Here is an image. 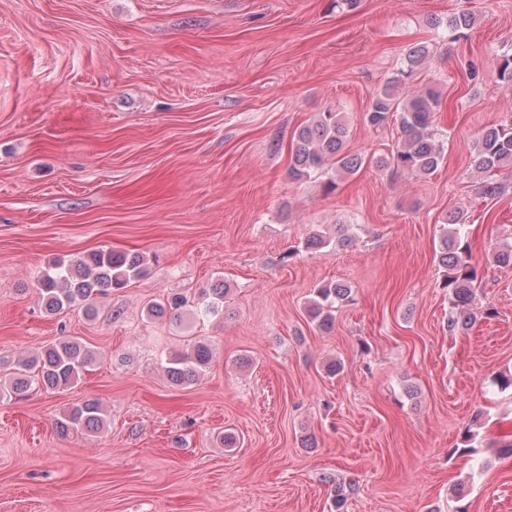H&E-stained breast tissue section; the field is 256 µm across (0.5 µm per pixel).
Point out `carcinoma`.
<instances>
[{
  "label": "carcinoma",
  "mask_w": 512,
  "mask_h": 512,
  "mask_svg": "<svg viewBox=\"0 0 512 512\" xmlns=\"http://www.w3.org/2000/svg\"><path fill=\"white\" fill-rule=\"evenodd\" d=\"M474 26V16L461 11L448 17L450 38L466 36ZM430 57L425 45L411 47L406 53L403 67L372 98L363 121L379 128L393 119L398 122L401 138L389 152L366 158L347 149L349 128L339 112H318L314 119L294 133V146L290 152L289 173L301 180L316 172L330 175L327 188L338 187L335 179L357 174L366 162L379 170L390 169L424 177L433 173L443 160V147L435 136L442 100L441 93L433 87L412 86L415 72ZM498 81L512 88V53L502 56L497 70ZM471 165L475 172L485 177L481 194L496 197L506 191V185L491 180L495 174L512 173V122L489 127L481 132L474 143ZM467 217L462 211H451L442 218L439 244V262L445 269L440 287L448 292L450 310L448 331L459 333L468 330L477 320L474 311L476 284L480 265L475 260ZM148 260L139 252L95 251L68 264L59 262L51 271L42 273L35 280L45 309L52 313L65 305L78 307L86 315L96 313L97 296L108 289H122L146 272ZM229 288L217 283L203 289L199 312L201 315L224 314V303ZM352 299L351 288L342 282H329L315 289L308 308L311 321L329 330L334 325L336 309ZM188 306L183 295H173L161 302L147 305V315L154 319L180 317ZM212 359L211 347L206 340H197L183 352L165 358L162 368L175 386L194 383ZM95 360L93 352L80 341L67 339L48 344L32 356L20 357L14 362L8 396L18 400L27 398L33 391H56L71 387ZM105 416L100 402L88 399L73 405L55 422L61 432H93L104 426ZM352 485L336 484L332 488L335 512H342Z\"/></svg>",
  "instance_id": "1"
}]
</instances>
